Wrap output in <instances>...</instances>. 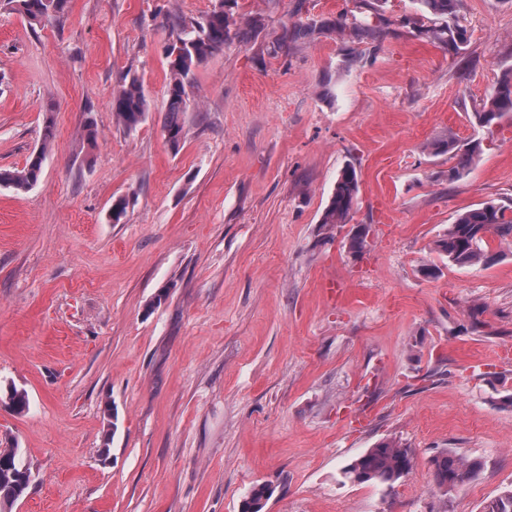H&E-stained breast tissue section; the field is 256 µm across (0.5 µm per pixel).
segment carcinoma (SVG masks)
<instances>
[{
  "instance_id": "obj_1",
  "label": "carcinoma",
  "mask_w": 512,
  "mask_h": 512,
  "mask_svg": "<svg viewBox=\"0 0 512 512\" xmlns=\"http://www.w3.org/2000/svg\"><path fill=\"white\" fill-rule=\"evenodd\" d=\"M219 2L220 5L200 21L188 20L178 14L167 18L173 40L184 46L183 53L169 62L168 107L163 122L166 141L174 150L178 149L185 135L181 116L188 108V88L192 85L196 68L209 55L223 49L232 37L243 36L242 31L235 29L236 22L232 13L225 8L228 0ZM418 2L421 16L409 19L407 23L444 45L448 51L459 52L468 41L467 29L459 21L461 0ZM66 3L67 0H7L11 9L35 23L49 17H62ZM426 15L432 16L433 25L421 24V18ZM391 24L392 21L370 4L369 0H359L355 9L346 10L333 20L310 19L300 24L296 34H336L360 44L377 40ZM112 111L118 123L129 131L136 129L146 119L147 99L137 81H130L113 99ZM507 114H512V69L503 73L490 97L474 117L480 125L490 126ZM54 137L53 123L49 120L44 128L41 148L28 157L22 169H1L0 186L6 185L16 190H27L34 186L41 177L46 152ZM430 148L436 153L447 152L452 155L455 163L448 168V179L455 180L467 174L480 153L481 144L476 140L462 142L450 132L448 139L434 143ZM358 193L356 170L348 165L336 180L321 224L332 229L348 223ZM494 237L499 238V244L512 246V207L489 201L459 214L436 241V248L455 265H485L492 259L489 239ZM412 461L410 449L396 440H384L346 466L342 476L353 483L375 482L390 487L409 473ZM433 466L437 486L446 492L472 481L481 468L480 462L476 460L448 453L437 456ZM31 477L30 468L22 463L16 448H0V512L12 510L13 505L30 487ZM270 496L269 485H254L242 505V512H262ZM485 512H512V491L488 502Z\"/></svg>"
}]
</instances>
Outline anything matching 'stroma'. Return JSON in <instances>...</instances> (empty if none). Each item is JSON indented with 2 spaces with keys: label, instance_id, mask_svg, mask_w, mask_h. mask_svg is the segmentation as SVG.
Listing matches in <instances>:
<instances>
[{
  "label": "stroma",
  "instance_id": "35a3bbf8",
  "mask_svg": "<svg viewBox=\"0 0 512 512\" xmlns=\"http://www.w3.org/2000/svg\"><path fill=\"white\" fill-rule=\"evenodd\" d=\"M214 4L68 0L38 24L0 5V169L55 127L38 183L0 186V389L28 398L0 406V448L33 473L12 512H241L259 483L263 512H484L512 490V247L459 267L434 242L512 204V117L473 118L512 67V0H462L459 55L419 36L417 0H386L349 66V43L286 33L354 0H236L263 25L196 69L174 150L165 17ZM134 79L129 131L112 101ZM452 132L481 143L455 182L426 149ZM348 165L352 218L323 230ZM386 438L408 475L342 479ZM444 452L481 464L446 496ZM112 111L118 123L129 131L136 129L146 119L147 99L136 80L130 81L113 99Z\"/></svg>",
  "mask_w": 512,
  "mask_h": 512
}]
</instances>
